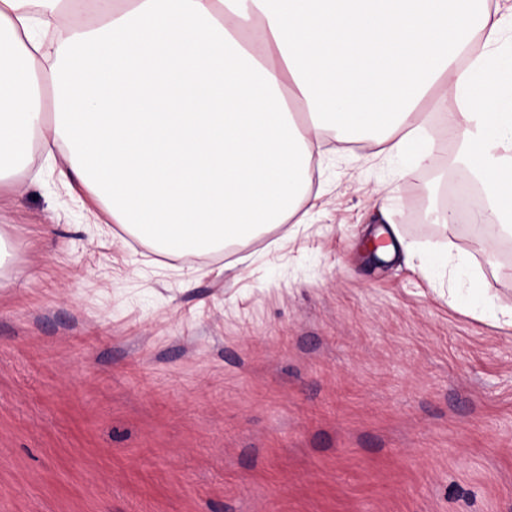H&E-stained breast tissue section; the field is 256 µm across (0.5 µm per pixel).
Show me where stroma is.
<instances>
[{
  "label": "stroma",
  "mask_w": 512,
  "mask_h": 512,
  "mask_svg": "<svg viewBox=\"0 0 512 512\" xmlns=\"http://www.w3.org/2000/svg\"><path fill=\"white\" fill-rule=\"evenodd\" d=\"M433 163L326 136L286 227L166 255L33 144L0 179V512H512V242ZM411 258L374 262L368 229Z\"/></svg>",
  "instance_id": "1"
}]
</instances>
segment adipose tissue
<instances>
[{"label":"adipose tissue","instance_id":"adipose-tissue-1","mask_svg":"<svg viewBox=\"0 0 512 512\" xmlns=\"http://www.w3.org/2000/svg\"><path fill=\"white\" fill-rule=\"evenodd\" d=\"M511 35L490 0H0V176L64 143L61 177L117 223L204 256L285 224L327 134L431 163L423 105L450 91L441 124L489 250L512 238Z\"/></svg>","mask_w":512,"mask_h":512}]
</instances>
